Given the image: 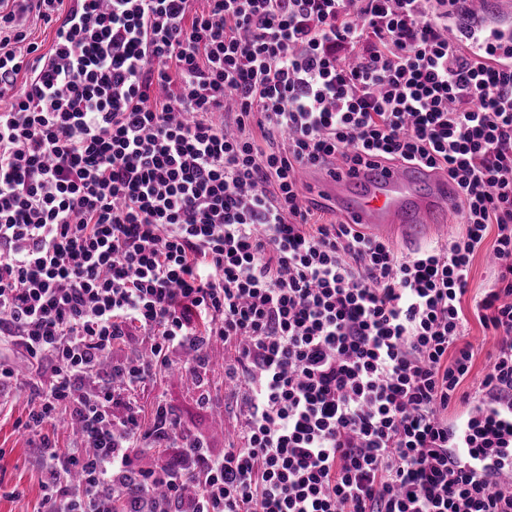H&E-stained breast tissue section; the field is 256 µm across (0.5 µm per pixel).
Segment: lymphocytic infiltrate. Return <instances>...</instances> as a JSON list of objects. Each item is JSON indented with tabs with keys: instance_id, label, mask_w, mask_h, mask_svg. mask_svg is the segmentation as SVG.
<instances>
[{
	"instance_id": "lymphocytic-infiltrate-1",
	"label": "lymphocytic infiltrate",
	"mask_w": 512,
	"mask_h": 512,
	"mask_svg": "<svg viewBox=\"0 0 512 512\" xmlns=\"http://www.w3.org/2000/svg\"><path fill=\"white\" fill-rule=\"evenodd\" d=\"M468 2L0 0V347L50 371L45 512H112L131 474L153 512H512V23ZM378 163L447 175L464 233L403 254L314 222L300 170ZM216 344L242 424L186 498L178 458L137 465L175 422L115 389ZM62 410L77 447L42 437ZM14 25L17 29H23L30 33L31 38L43 45V51L46 52L50 49L54 35L53 28L40 20L34 10L17 12ZM494 267L489 263L485 250L476 255L470 274L468 288V301L466 305L471 310V298L484 291V288H492L494 284ZM469 318L470 340L475 344V346L479 348V355L477 357L474 370L467 383L469 386H471V383L478 382L484 374L487 365L488 354L492 352L494 342L488 336L483 335V328L472 314H470Z\"/></svg>"
}]
</instances>
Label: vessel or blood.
<instances>
[{"instance_id":"b4317fda","label":"vessel or blood","mask_w":512,"mask_h":512,"mask_svg":"<svg viewBox=\"0 0 512 512\" xmlns=\"http://www.w3.org/2000/svg\"><path fill=\"white\" fill-rule=\"evenodd\" d=\"M347 222L370 233L416 243L431 231L428 216L447 207V178L413 167L372 166L318 181Z\"/></svg>"}]
</instances>
